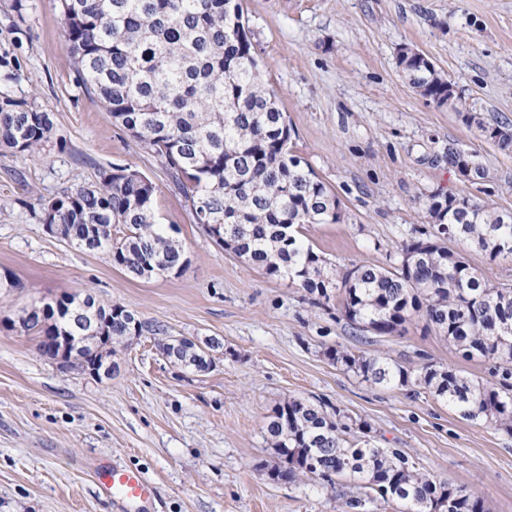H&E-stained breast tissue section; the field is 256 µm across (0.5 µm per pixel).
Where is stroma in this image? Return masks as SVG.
<instances>
[{
  "label": "stroma",
  "mask_w": 512,
  "mask_h": 512,
  "mask_svg": "<svg viewBox=\"0 0 512 512\" xmlns=\"http://www.w3.org/2000/svg\"><path fill=\"white\" fill-rule=\"evenodd\" d=\"M12 3L0 0V56L20 69L13 79L0 69V92L34 94L54 138L31 155L0 153V512H116L93 477L105 460L154 482L148 512H348L332 487L268 474L276 457L264 421L291 396L368 422L377 446L478 494L488 512H512V434L465 420L428 393L365 382L325 352L430 362L480 382L488 363L463 359L418 321L358 341L336 307H313L299 286L216 246L165 164L87 94L67 57L60 0H25L20 14ZM243 8L294 154L341 203L339 223L303 226L314 251L340 268L398 265L404 244L435 233L426 205L439 190L512 212V150L465 121L474 113L481 124H512V0H243ZM404 47L447 74L457 107L411 86L397 64ZM452 150L487 179L460 176ZM115 165L155 184L157 215L188 258L180 275L136 279L106 252L45 231L44 204ZM448 246L485 281L512 285V257L492 262L476 246ZM80 289L165 336L216 339L214 367L179 369L148 333L118 347L117 372L100 379L60 369L34 336L2 325Z\"/></svg>",
  "instance_id": "1"
}]
</instances>
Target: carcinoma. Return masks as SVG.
I'll return each instance as SVG.
<instances>
[{
    "mask_svg": "<svg viewBox=\"0 0 512 512\" xmlns=\"http://www.w3.org/2000/svg\"><path fill=\"white\" fill-rule=\"evenodd\" d=\"M65 47L84 88L112 122L143 148L163 158L189 203L194 221L225 251L270 276L285 278L314 296L335 300L350 325L389 335L413 319L452 344L466 359L493 362L497 380L475 383L432 363L408 368L381 356L331 348L328 359L365 381L420 387L462 418L512 431V288L486 283L440 239L402 247L391 269L355 265L338 270L298 237L304 224L341 221L336 194L292 154L291 128L264 80L248 35L243 0H60ZM398 64L420 94L457 107L452 84L425 57L401 52ZM483 134L512 150V127ZM54 138L49 113L33 101L0 94V148L13 155L42 149ZM157 190L143 173L112 166L89 186L66 190L43 207L52 223L90 251H106L135 278L178 275L186 263L182 243L155 211ZM427 212L437 232L469 242L489 260L512 255V212L468 197L436 193ZM91 302L111 345H128L156 328L120 305L80 292L62 296L75 310ZM65 326L55 312L29 320L44 353ZM366 423L351 425L339 410L290 397L267 416L264 434L277 451V481L308 475L329 486L349 478L361 492L345 501L353 512L383 502L395 512H487L465 488L424 473L397 448H380Z\"/></svg>",
    "mask_w": 512,
    "mask_h": 512,
    "instance_id": "cac0c4a2",
    "label": "carcinoma"
}]
</instances>
